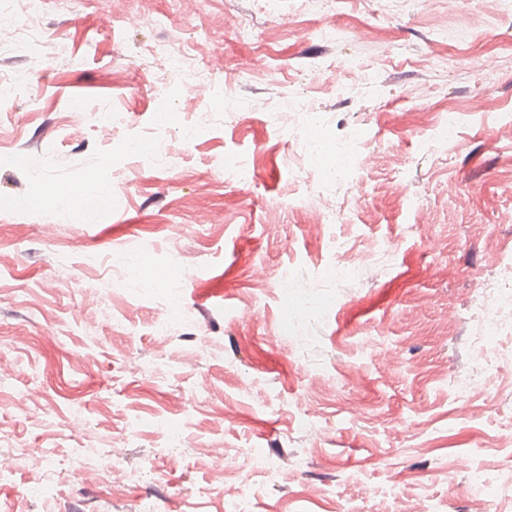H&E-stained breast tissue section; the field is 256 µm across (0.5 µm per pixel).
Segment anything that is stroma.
I'll return each instance as SVG.
<instances>
[{
	"instance_id": "stroma-1",
	"label": "stroma",
	"mask_w": 512,
	"mask_h": 512,
	"mask_svg": "<svg viewBox=\"0 0 512 512\" xmlns=\"http://www.w3.org/2000/svg\"><path fill=\"white\" fill-rule=\"evenodd\" d=\"M12 17L46 46H0V74L26 77L0 98V512H41L27 487L47 448L55 512H230L234 489L253 512H414L422 494L429 512H512V357L478 395L452 386L482 369L471 298L512 252V0H42ZM158 45L207 82L184 86ZM351 59L380 94L352 90ZM459 104L440 138L435 114ZM228 156L245 179L225 180ZM91 171L104 208L38 205ZM319 192L360 206L321 228ZM332 235L376 259L328 279ZM144 257L181 279L120 277Z\"/></svg>"
}]
</instances>
